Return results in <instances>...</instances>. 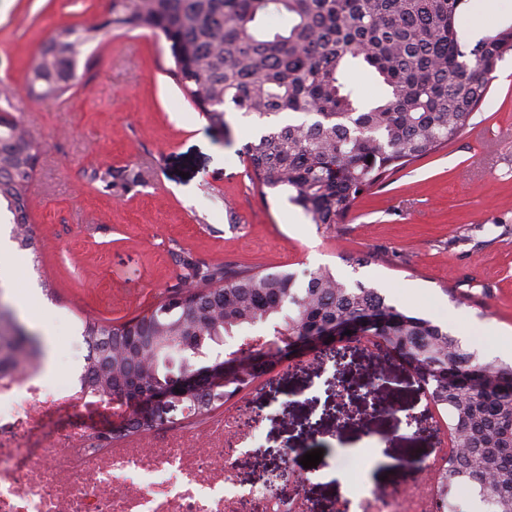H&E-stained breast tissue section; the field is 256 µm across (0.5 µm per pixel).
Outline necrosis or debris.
<instances>
[{"label":"necrosis or debris","mask_w":512,"mask_h":512,"mask_svg":"<svg viewBox=\"0 0 512 512\" xmlns=\"http://www.w3.org/2000/svg\"><path fill=\"white\" fill-rule=\"evenodd\" d=\"M93 402L72 378L51 385L37 370L0 375V413L17 421L14 435L0 437V512H237V502L256 497L234 483L224 459L232 414L194 448L116 447L88 426L48 432L50 415Z\"/></svg>","instance_id":"4bbe7bcc"}]
</instances>
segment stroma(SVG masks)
<instances>
[{"label": "stroma", "mask_w": 512, "mask_h": 512, "mask_svg": "<svg viewBox=\"0 0 512 512\" xmlns=\"http://www.w3.org/2000/svg\"><path fill=\"white\" fill-rule=\"evenodd\" d=\"M109 0H0V97L38 150L20 291L0 290L44 341L46 380L66 379L82 322L118 324L146 311L179 281L169 248L194 259L306 274L380 289L401 311L432 320L480 361L512 363V54L499 61L474 129L363 194L342 223L312 224L285 195L263 193L239 149L258 124L228 113L231 138L209 126L170 73L169 41L111 28L92 44L89 71L64 101L26 90L29 68L58 29L108 19ZM512 27V0H469L462 34L472 43ZM138 172V184L104 188L93 174ZM358 256L362 265L351 264ZM52 295H45L44 286ZM34 291L28 303L25 291ZM346 386L337 395L331 379ZM345 413H338L337 402ZM257 420L237 444L233 476L262 486L283 465L305 479L304 512H339L356 499L407 494L412 463L448 443V416L430 403L410 365L368 346L342 362L307 353L232 400ZM204 417L138 434L148 447L203 438ZM322 460L303 467L306 453Z\"/></svg>", "instance_id": "35a3bbf8"}]
</instances>
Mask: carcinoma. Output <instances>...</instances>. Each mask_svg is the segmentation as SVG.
<instances>
[{
    "label": "carcinoma",
    "instance_id": "carcinoma-1",
    "mask_svg": "<svg viewBox=\"0 0 512 512\" xmlns=\"http://www.w3.org/2000/svg\"><path fill=\"white\" fill-rule=\"evenodd\" d=\"M468 0H111L114 27H138L171 42L175 76L208 124L231 136L227 110L260 121L303 116L266 127L245 144L251 179L288 194L313 224H337L354 202L410 163L464 135L484 102L497 63L512 51V28L461 43ZM99 26L64 27L41 49L27 78L31 95L56 102L74 86L84 47ZM362 61L384 86L365 105L347 72ZM0 210L11 215L17 249L34 248L27 229L29 182L37 152L19 123L0 113ZM372 160H367V157ZM178 284L151 309L118 325L83 321L88 347L84 383L111 398L145 396L197 361L215 364L210 345L246 328L268 327L266 342L292 343L326 329L351 330L413 366L438 408L448 414L451 448L436 472L448 492L462 485L512 512V366L482 363L433 321L398 310L379 289L349 284L327 269L299 284L294 272H254L231 264H199L174 253ZM26 326L0 310V373L32 365ZM281 350L224 379L215 394L186 392L182 407L203 415L269 374ZM479 367L485 380L448 381V371Z\"/></svg>",
    "mask_w": 512,
    "mask_h": 512
}]
</instances>
